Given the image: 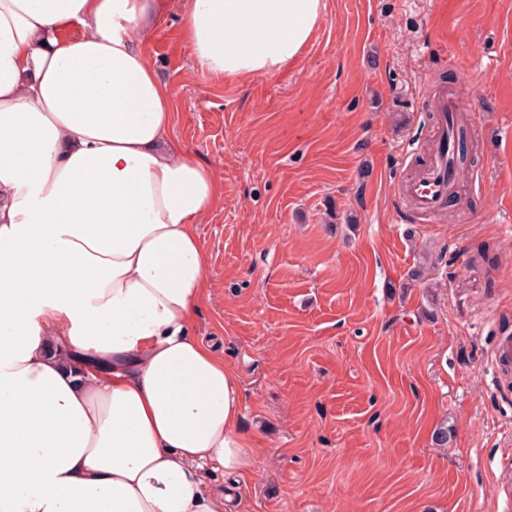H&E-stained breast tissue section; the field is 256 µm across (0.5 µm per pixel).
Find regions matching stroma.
Returning a JSON list of instances; mask_svg holds the SVG:
<instances>
[{"mask_svg":"<svg viewBox=\"0 0 512 512\" xmlns=\"http://www.w3.org/2000/svg\"><path fill=\"white\" fill-rule=\"evenodd\" d=\"M325 2L271 76L196 73L182 0L146 43L173 136L224 189L197 334L256 450L233 512H512V0ZM463 76L474 161L432 218L397 188Z\"/></svg>","mask_w":512,"mask_h":512,"instance_id":"35a3bbf8","label":"stroma"}]
</instances>
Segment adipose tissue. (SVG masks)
Instances as JSON below:
<instances>
[{
    "instance_id": "ef3b65f1",
    "label": "adipose tissue",
    "mask_w": 512,
    "mask_h": 512,
    "mask_svg": "<svg viewBox=\"0 0 512 512\" xmlns=\"http://www.w3.org/2000/svg\"><path fill=\"white\" fill-rule=\"evenodd\" d=\"M325 0H185L198 74L297 62ZM168 0H0V512H223L235 372L196 334L222 201L145 49ZM81 35L70 36L73 27Z\"/></svg>"
}]
</instances>
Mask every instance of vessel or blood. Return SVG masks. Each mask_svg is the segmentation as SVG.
Masks as SVG:
<instances>
[{
    "label": "vessel or blood",
    "instance_id": "1",
    "mask_svg": "<svg viewBox=\"0 0 512 512\" xmlns=\"http://www.w3.org/2000/svg\"><path fill=\"white\" fill-rule=\"evenodd\" d=\"M472 91V83L465 79L450 90L438 92L432 102L434 149L423 171L402 184L408 202L426 215L437 216L449 194L460 188L455 169L477 121L469 106Z\"/></svg>",
    "mask_w": 512,
    "mask_h": 512
}]
</instances>
